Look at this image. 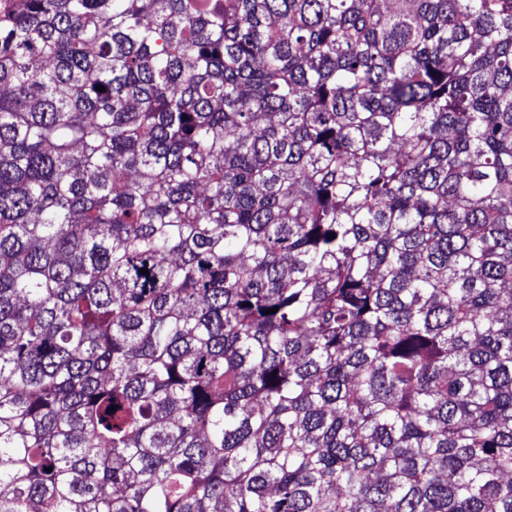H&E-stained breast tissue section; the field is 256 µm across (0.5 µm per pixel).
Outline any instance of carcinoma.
I'll use <instances>...</instances> for the list:
<instances>
[{
	"mask_svg": "<svg viewBox=\"0 0 512 512\" xmlns=\"http://www.w3.org/2000/svg\"><path fill=\"white\" fill-rule=\"evenodd\" d=\"M0 512H512V0H0Z\"/></svg>",
	"mask_w": 512,
	"mask_h": 512,
	"instance_id": "carcinoma-1",
	"label": "carcinoma"
}]
</instances>
